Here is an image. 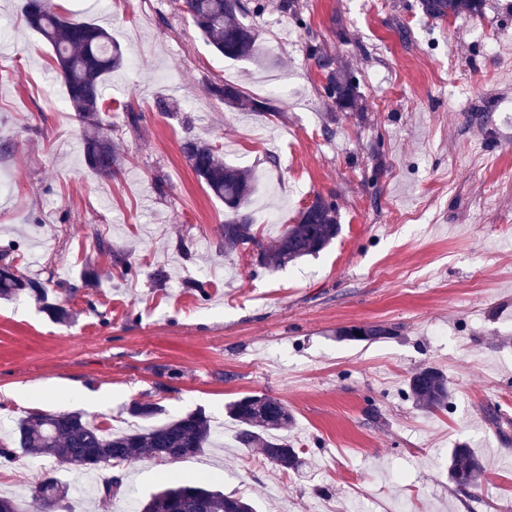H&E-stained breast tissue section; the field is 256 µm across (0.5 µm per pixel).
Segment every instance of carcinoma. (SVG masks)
<instances>
[{
  "instance_id": "cac0c4a2",
  "label": "carcinoma",
  "mask_w": 512,
  "mask_h": 512,
  "mask_svg": "<svg viewBox=\"0 0 512 512\" xmlns=\"http://www.w3.org/2000/svg\"><path fill=\"white\" fill-rule=\"evenodd\" d=\"M424 14L443 20L461 13L480 15L484 0H420ZM262 9L244 0H183L188 14L208 44L229 59L252 58L262 52L256 29L248 19ZM26 21L49 46L55 67L68 96V102L84 129L85 160L96 175L110 178L118 173L119 156L112 143V125L101 116L106 80L122 64V54L112 38L95 22L67 16L55 10L51 0H25ZM317 67L325 75L322 87L325 100L339 112L358 106L359 81L352 73L336 68L333 57L312 49ZM211 93L229 108L258 112L264 102L248 97L233 83L215 84ZM182 154L196 178L210 194L224 202L227 216L222 225L221 244L229 255L244 246L258 251V263L278 269L329 246L340 230L336 204L320 195L298 212L296 223L286 226L266 242L257 236L256 220L250 209L256 192V179L249 169L228 164L218 149L201 139H187ZM29 294L43 303L54 319L64 321L68 312L48 302L41 282L17 273L9 264L0 266V299ZM407 386L416 404L437 411L447 407L448 382L435 368L413 372ZM227 417L237 425L236 440L244 448H259L279 471L288 473L301 467L302 451L280 432L292 423L288 404L265 394L244 395L226 407ZM130 413L150 420L162 413L155 403H135ZM216 434L212 420L202 411L170 419L158 426L124 432H107L87 421L79 412L35 413L21 419L9 442L0 440V460L8 463L21 454L51 457L57 467L46 470L32 488L33 497L47 509L48 495L70 490L60 468L82 473H99L123 468L141 460H171L198 456L213 445ZM450 477L456 490L472 495L484 473L481 460L466 447L452 449ZM122 487L118 476L104 477L96 491L99 498H112ZM254 512L251 501L226 496L200 482L175 480L148 499L138 503L135 512Z\"/></svg>"
}]
</instances>
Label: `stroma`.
Listing matches in <instances>:
<instances>
[{
  "label": "stroma",
  "instance_id": "stroma-1",
  "mask_svg": "<svg viewBox=\"0 0 512 512\" xmlns=\"http://www.w3.org/2000/svg\"><path fill=\"white\" fill-rule=\"evenodd\" d=\"M263 3L259 39L283 45L258 63L218 55L181 0H62L124 57L106 90L123 164L103 180L23 0H0V247L15 246L0 265L69 313L59 323L30 297L0 300V393H15L0 396V438L28 413L66 409L37 387L74 384L98 425L143 427L128 408L149 401L158 422L201 409L221 432L196 458L120 469L112 500L71 494L70 512H132L173 472L216 479L258 512H512V0L442 21L420 0H295L292 14ZM315 46L354 72L361 111L327 104ZM222 82L270 112L226 109L208 91ZM162 97L176 112L156 111ZM192 137L256 171L264 239L317 195L336 204V239L274 271L249 247L224 255V206L181 152ZM114 248L136 274L113 266ZM355 323L390 334L340 339ZM425 366L448 378L444 409L408 390ZM248 393L287 402L302 471L239 447L225 406ZM462 445L485 466L472 499L448 477ZM48 463L20 458L0 493L42 512L28 479Z\"/></svg>",
  "mask_w": 512,
  "mask_h": 512
}]
</instances>
